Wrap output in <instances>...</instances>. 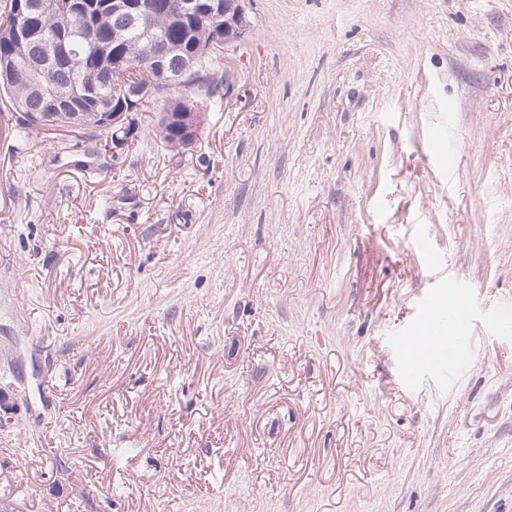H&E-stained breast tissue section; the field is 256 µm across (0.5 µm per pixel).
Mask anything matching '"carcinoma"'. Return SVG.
Masks as SVG:
<instances>
[{
	"label": "carcinoma",
	"instance_id": "cac0c4a2",
	"mask_svg": "<svg viewBox=\"0 0 512 512\" xmlns=\"http://www.w3.org/2000/svg\"><path fill=\"white\" fill-rule=\"evenodd\" d=\"M35 9L27 22L33 26L51 27L53 18L64 10V0H32ZM154 9V35L176 48L191 61L189 68L175 77L161 68L149 40L136 27L127 29L122 38L113 40L112 24L87 20L97 9L85 4L86 12L71 16L75 32L91 27L94 34L78 39L76 52L54 67L51 83L75 82L77 86H95L99 118L91 123L89 136L112 137V127L103 122V116L112 114V107L126 106L127 111L138 112L140 106L153 97H160L171 89L197 91L206 104L219 103L224 98V82L217 79L220 52L224 42L215 38L224 20L217 17L201 19L188 16L181 22H168V14L178 0H151ZM16 21L15 0H0V95L10 109L19 114L17 126L23 129L63 127L76 125L72 119L86 107L47 106L38 109L40 99L34 93L30 77L46 67V60L35 51L22 49L14 39H5L13 32ZM131 61L130 69L112 67V55Z\"/></svg>",
	"mask_w": 512,
	"mask_h": 512
}]
</instances>
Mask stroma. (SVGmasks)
Returning a JSON list of instances; mask_svg holds the SVG:
<instances>
[{"label":"stroma","instance_id":"stroma-1","mask_svg":"<svg viewBox=\"0 0 512 512\" xmlns=\"http://www.w3.org/2000/svg\"><path fill=\"white\" fill-rule=\"evenodd\" d=\"M246 9L185 148L150 101L90 171L0 112V500L512 512V0ZM452 287L451 380L422 314Z\"/></svg>","mask_w":512,"mask_h":512}]
</instances>
